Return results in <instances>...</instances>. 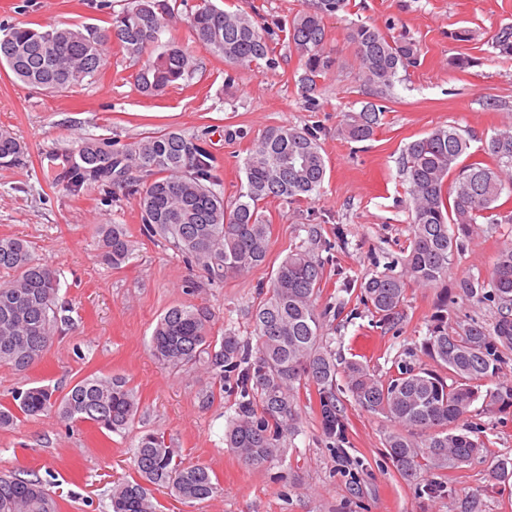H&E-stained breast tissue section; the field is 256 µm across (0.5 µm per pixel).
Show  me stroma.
Listing matches in <instances>:
<instances>
[{
    "instance_id": "obj_1",
    "label": "stroma",
    "mask_w": 512,
    "mask_h": 512,
    "mask_svg": "<svg viewBox=\"0 0 512 512\" xmlns=\"http://www.w3.org/2000/svg\"><path fill=\"white\" fill-rule=\"evenodd\" d=\"M128 2L0 0V23L105 29ZM199 2L172 0L174 17L154 49L176 41L194 57L196 69L156 96L136 85L140 62L112 47L96 82L59 93L24 84L0 67V130L24 147L21 165L0 168V236L30 242L34 256L56 269L59 299L70 308L68 324L26 374L0 365V404L9 403L16 388L33 385L61 396L91 375L124 376L139 398L135 423L122 435L53 412L19 417L12 428L0 429V471L35 472L61 512H111L114 482L134 475L131 449L138 435L154 431L172 438L185 462L208 467L221 487L214 497L193 504L157 492L160 512H512V479L490 476L499 460L512 461V411L491 408L475 416L485 445L480 459L423 472L409 483L386 456L385 440L396 423L361 410L341 393L348 425L342 449H333L322 432L317 391L309 386L299 392L298 429L284 443L282 456L253 468L224 446L234 395L200 408L198 394L212 385L211 374L201 367L172 370L149 350L160 315L179 303L211 308L215 334L231 329L252 338L250 313L260 286L269 284L280 262L300 246L325 263L316 310L341 311L322 321L324 341L337 358L361 361L381 378L406 362L428 366L420 345L439 287L409 285L402 320L388 330L346 282L384 272L409 243L411 206L399 160L411 141L453 125L469 137L473 159L481 160L494 131L512 124V59L491 46L495 31L512 23V0H349L347 10L325 21L337 64L320 79L312 106L301 93L303 69L287 34L273 43V66H232L196 42L188 15ZM213 2L250 11L258 26L274 20L289 25L305 6V0ZM356 23L408 34L421 50L419 66L402 73L373 137L361 143L341 133L345 114L360 111L369 100L346 40ZM459 29L469 30V41L451 39ZM463 55L472 59L471 67H455ZM278 126L317 128L327 168L320 193L291 203L265 201L262 213L271 225L266 263L192 295L182 284L195 269L169 241L142 236L137 198L120 191L109 200L93 189L70 193L53 183L47 161L57 148L88 138L123 145L171 130L202 133L230 201L244 180L245 157L268 128ZM99 224L126 225L136 237L135 256L122 268L99 262L94 235ZM511 241L512 223H482L454 253L448 267V291L455 297L449 321L497 320L496 304L465 295L460 283L489 277L499 250Z\"/></svg>"
}]
</instances>
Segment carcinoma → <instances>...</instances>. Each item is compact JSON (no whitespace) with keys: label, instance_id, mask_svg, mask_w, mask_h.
Masks as SVG:
<instances>
[{"label":"carcinoma","instance_id":"carcinoma-1","mask_svg":"<svg viewBox=\"0 0 512 512\" xmlns=\"http://www.w3.org/2000/svg\"><path fill=\"white\" fill-rule=\"evenodd\" d=\"M347 2L307 0L289 25L288 42L304 67L302 93L311 102L318 78L335 64L324 18L345 10ZM170 18L169 0H131L112 16L115 38L110 43L94 26L0 24V63L21 82L55 92L94 82L112 44L143 61L137 85L155 94L195 69L193 57L176 42L152 55L155 35ZM190 26L201 47L230 64H272L275 30L256 27L242 11L227 12L202 0ZM348 39L358 78L373 101L348 116L342 133L352 142H364L374 135L383 112L380 102L388 98L399 73L419 65L420 48L364 23L354 25ZM493 48L512 57L511 23L500 26ZM469 149V139L453 125L437 127L406 146L402 167L413 218L404 272L347 281L348 287L359 289L361 302L378 317V324L396 327L409 284L427 287L446 281L450 257L463 247L471 226L480 218L499 223L500 209L512 202V127L495 131L486 142L490 162L468 161ZM23 155L21 144L0 131V168L18 165ZM61 158L63 166L51 173L67 190L96 188L109 198L112 188L120 187L138 197L142 234L172 239L186 261L204 274V282L184 283L189 294L265 263L271 231L259 213L261 202L309 198L327 173L316 133L288 127H272L257 141L244 161L245 182L228 204L215 190L221 179L203 134L169 131L122 147L110 138H91L65 148ZM95 234L102 263L120 268L133 257L136 241L125 225L99 224ZM323 276L322 259L297 247L280 263L252 310L256 342L241 339L233 330L215 336L208 307L177 304L159 318L150 350L172 369L200 365L213 375L219 388L203 391L202 405L213 404L217 390L235 395L225 444L255 468L277 457L284 439L296 432L298 394L306 386L317 389L325 437L344 439L347 422L336 384L340 372L361 409L400 426L387 436L386 450L405 480H418L424 469L442 470L477 458L481 443L473 438L475 431H459V422L479 401L499 410L512 408V387L481 391L512 351V242L499 251L488 279L459 285L465 293L497 304L495 323H448L454 297L446 290L441 294L421 349L442 374L405 365L382 379L357 360L338 367L323 343L314 307ZM59 288L56 270L33 256L27 240L0 237V365L24 374L43 357L59 325L68 321ZM12 400L11 407L0 405L1 429L15 424L18 411L37 417L54 410L67 421L123 434L138 410L134 389L121 376L87 377L61 397L48 387L19 388ZM133 467L136 477L112 488V512H158L153 487L165 488L184 502L202 501L219 491L208 468L185 462L163 433L138 438ZM0 512H59V504L37 475L24 471L0 475Z\"/></svg>","mask_w":512,"mask_h":512}]
</instances>
